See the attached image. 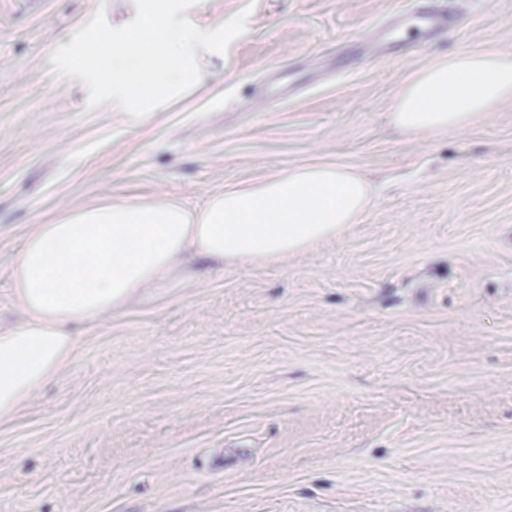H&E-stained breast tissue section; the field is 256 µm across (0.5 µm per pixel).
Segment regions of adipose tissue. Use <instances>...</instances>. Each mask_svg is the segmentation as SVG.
Masks as SVG:
<instances>
[{
  "instance_id": "obj_1",
  "label": "adipose tissue",
  "mask_w": 512,
  "mask_h": 512,
  "mask_svg": "<svg viewBox=\"0 0 512 512\" xmlns=\"http://www.w3.org/2000/svg\"><path fill=\"white\" fill-rule=\"evenodd\" d=\"M512 99V54L494 49L428 64L399 91L392 124L411 134L461 128ZM368 182L312 163L181 202L98 201L50 216L26 237L11 269L26 312L0 329V420L71 361L79 321L175 292L193 258L223 265L270 262L336 238L369 206Z\"/></svg>"
}]
</instances>
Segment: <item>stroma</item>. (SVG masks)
Here are the masks:
<instances>
[{
  "instance_id": "stroma-1",
  "label": "stroma",
  "mask_w": 512,
  "mask_h": 512,
  "mask_svg": "<svg viewBox=\"0 0 512 512\" xmlns=\"http://www.w3.org/2000/svg\"><path fill=\"white\" fill-rule=\"evenodd\" d=\"M0 0V325L46 216L99 200L204 203L315 162L371 185L335 239L75 328L76 353L0 421V512H512V100L404 133L402 85L453 53L512 54V0L247 4L202 87L130 127L52 74L99 3ZM444 10L424 40L411 13ZM409 17L397 27L390 18Z\"/></svg>"
}]
</instances>
